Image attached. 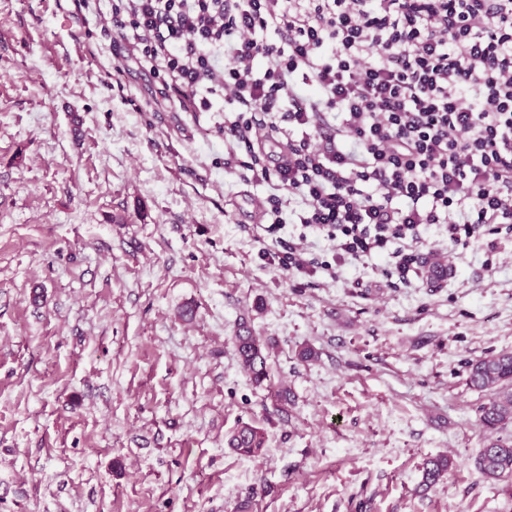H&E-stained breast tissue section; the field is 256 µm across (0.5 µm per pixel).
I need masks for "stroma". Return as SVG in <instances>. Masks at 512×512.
<instances>
[{
	"label": "stroma",
	"mask_w": 512,
	"mask_h": 512,
	"mask_svg": "<svg viewBox=\"0 0 512 512\" xmlns=\"http://www.w3.org/2000/svg\"><path fill=\"white\" fill-rule=\"evenodd\" d=\"M111 16L0 0V512H512L466 382L512 350V236L452 255L430 226L455 265L436 286L331 278L323 232L255 222L270 190L231 175L222 98L165 101ZM297 245L315 273L278 263ZM243 317L292 403L239 366ZM241 422L263 455L227 448ZM452 466V461L448 456H439L428 459L424 462L421 469V479L418 483V489L425 494L430 491Z\"/></svg>",
	"instance_id": "1"
}]
</instances>
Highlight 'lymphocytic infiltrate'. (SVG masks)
Instances as JSON below:
<instances>
[{
	"label": "lymphocytic infiltrate",
	"mask_w": 512,
	"mask_h": 512,
	"mask_svg": "<svg viewBox=\"0 0 512 512\" xmlns=\"http://www.w3.org/2000/svg\"><path fill=\"white\" fill-rule=\"evenodd\" d=\"M112 24L182 111L223 95L237 180L337 260L405 284L421 227L512 230V0H114Z\"/></svg>",
	"instance_id": "lymphocytic-infiltrate-1"
}]
</instances>
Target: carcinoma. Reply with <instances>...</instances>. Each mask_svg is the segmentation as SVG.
<instances>
[{"label": "carcinoma", "instance_id": "carcinoma-1", "mask_svg": "<svg viewBox=\"0 0 512 512\" xmlns=\"http://www.w3.org/2000/svg\"><path fill=\"white\" fill-rule=\"evenodd\" d=\"M233 340L235 357L252 384L266 388L277 402L288 401V389L272 385L267 345L254 333L247 319L238 322ZM467 368V384L490 395L488 403L481 407L482 425L494 431L512 424V351L491 354L468 363ZM227 444L241 455L257 456L264 448L265 435L260 428L243 422L231 432ZM451 466L452 461L446 456L426 460L418 483L420 492L425 494L430 491ZM475 467L489 480L511 479L512 438L489 439L476 457Z\"/></svg>", "mask_w": 512, "mask_h": 512}]
</instances>
